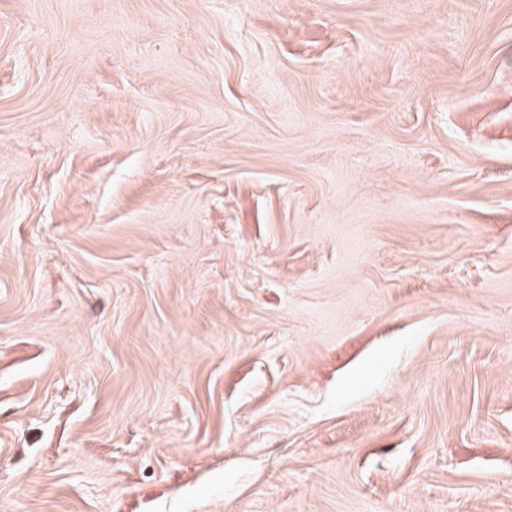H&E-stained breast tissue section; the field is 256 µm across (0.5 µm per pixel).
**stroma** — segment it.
I'll return each instance as SVG.
<instances>
[{
    "mask_svg": "<svg viewBox=\"0 0 512 512\" xmlns=\"http://www.w3.org/2000/svg\"><path fill=\"white\" fill-rule=\"evenodd\" d=\"M0 512H512V0H0Z\"/></svg>",
    "mask_w": 512,
    "mask_h": 512,
    "instance_id": "1",
    "label": "stroma"
}]
</instances>
